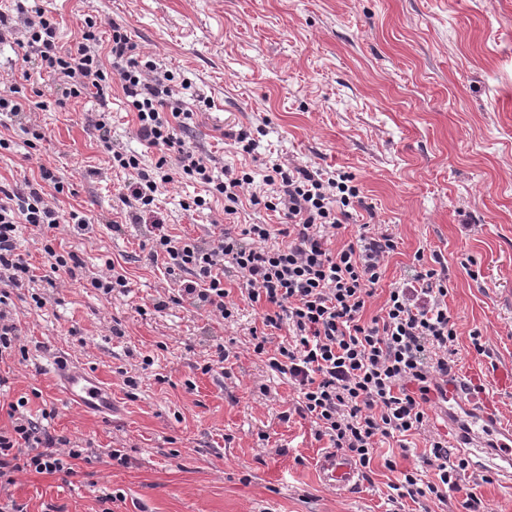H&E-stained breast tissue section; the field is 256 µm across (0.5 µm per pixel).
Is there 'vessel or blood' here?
Returning <instances> with one entry per match:
<instances>
[{
	"mask_svg": "<svg viewBox=\"0 0 512 512\" xmlns=\"http://www.w3.org/2000/svg\"><path fill=\"white\" fill-rule=\"evenodd\" d=\"M54 374L67 400L90 412L111 413L112 391L95 373L64 361L55 364ZM435 407L448 427L457 430L458 450L470 455L476 468L497 471L511 484L512 421L504 420L492 404L477 401L468 380L454 374L441 381ZM319 469L323 481L336 490L350 491L360 484L357 465L336 451L322 453Z\"/></svg>",
	"mask_w": 512,
	"mask_h": 512,
	"instance_id": "obj_1",
	"label": "vessel or blood"
}]
</instances>
